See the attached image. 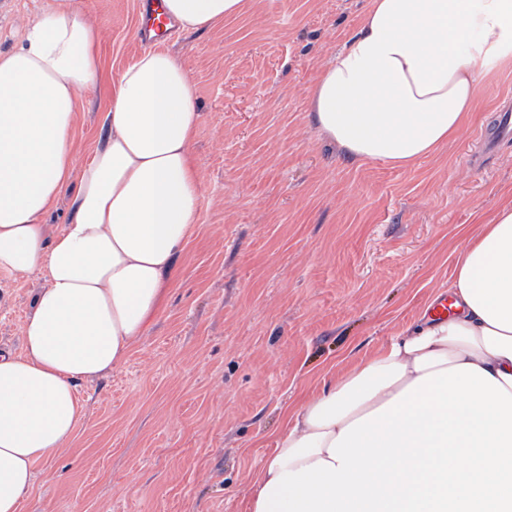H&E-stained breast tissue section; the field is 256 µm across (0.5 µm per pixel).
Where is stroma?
<instances>
[{
  "label": "stroma",
  "instance_id": "35a3bbf8",
  "mask_svg": "<svg viewBox=\"0 0 512 512\" xmlns=\"http://www.w3.org/2000/svg\"><path fill=\"white\" fill-rule=\"evenodd\" d=\"M45 2L0 0L1 52ZM78 3L101 58L97 84L78 94L79 166L144 47L138 0ZM366 6L246 0L239 16L166 43L201 112L197 230L127 362L83 383L77 437L35 466L20 512H247L286 408L446 295L457 251L512 200V147H482L512 109V66L492 64L471 123L408 168L350 161L311 126L316 77ZM42 284L0 272L1 351L21 353Z\"/></svg>",
  "mask_w": 512,
  "mask_h": 512
}]
</instances>
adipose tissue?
<instances>
[{"label": "adipose tissue", "mask_w": 512, "mask_h": 512, "mask_svg": "<svg viewBox=\"0 0 512 512\" xmlns=\"http://www.w3.org/2000/svg\"><path fill=\"white\" fill-rule=\"evenodd\" d=\"M245 0H164L197 31ZM99 32L48 0L0 52V271L41 272L22 354L0 352V512L84 417L82 383L126 361L169 292L201 203L195 89L167 50L121 73L106 133L73 163ZM512 62V0H368L311 91V125L349 159L414 165L456 137L477 85ZM70 217L48 233L60 197ZM454 316H423L288 411L248 512H512V202L459 250Z\"/></svg>", "instance_id": "obj_1"}]
</instances>
